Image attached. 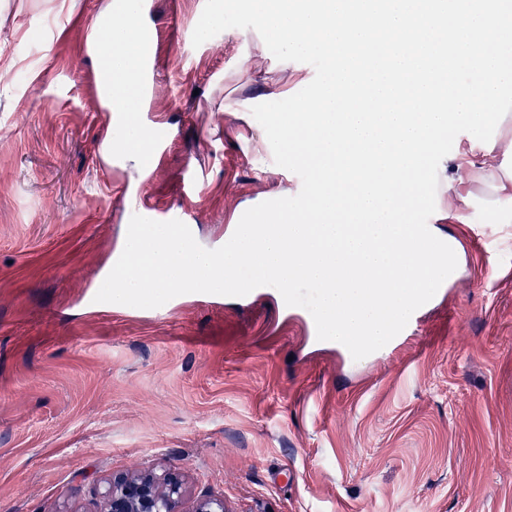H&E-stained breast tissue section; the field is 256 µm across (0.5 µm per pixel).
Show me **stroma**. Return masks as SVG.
Masks as SVG:
<instances>
[{
  "mask_svg": "<svg viewBox=\"0 0 512 512\" xmlns=\"http://www.w3.org/2000/svg\"><path fill=\"white\" fill-rule=\"evenodd\" d=\"M110 0H0V512H97L108 476L175 467L190 498L228 512H512V222L417 214L460 247L401 343L351 358L316 341L283 288L189 293L171 308L89 307L131 220L184 196L202 170L195 242L309 189L267 119L310 90L316 58L284 55L226 0H145L158 29L144 114L166 150L115 162L119 138L85 28ZM206 38L195 35L205 20ZM479 133L440 135L430 161Z\"/></svg>",
  "mask_w": 512,
  "mask_h": 512,
  "instance_id": "35a3bbf8",
  "label": "stroma"
}]
</instances>
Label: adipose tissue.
Segmentation results:
<instances>
[{"label":"adipose tissue","instance_id":"adipose-tissue-1","mask_svg":"<svg viewBox=\"0 0 512 512\" xmlns=\"http://www.w3.org/2000/svg\"><path fill=\"white\" fill-rule=\"evenodd\" d=\"M283 53L320 58L312 91L272 129L306 166L310 192L294 207L236 225L220 253L186 249L169 226L129 229L114 268L115 304L144 290L208 286L235 294L273 280L321 290L328 335L364 352L407 308L448 279L456 257L430 242L414 214L432 195L428 170L447 128L481 132V166L448 160L441 207L464 221L468 184L488 196L487 223L512 215V0H233ZM141 0H120L103 33L116 111L138 110ZM350 59L347 67L336 58Z\"/></svg>","mask_w":512,"mask_h":512}]
</instances>
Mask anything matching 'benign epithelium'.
<instances>
[{
	"mask_svg": "<svg viewBox=\"0 0 512 512\" xmlns=\"http://www.w3.org/2000/svg\"><path fill=\"white\" fill-rule=\"evenodd\" d=\"M103 512H227L224 501L204 498L185 507L184 476L176 470L129 475L115 473L104 482Z\"/></svg>",
	"mask_w": 512,
	"mask_h": 512,
	"instance_id": "benign-epithelium-1",
	"label": "benign epithelium"
}]
</instances>
